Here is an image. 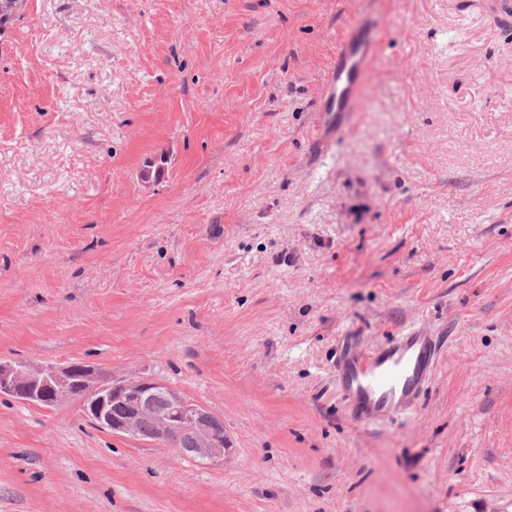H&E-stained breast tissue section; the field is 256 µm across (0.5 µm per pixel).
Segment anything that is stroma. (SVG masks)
Returning a JSON list of instances; mask_svg holds the SVG:
<instances>
[{
  "label": "stroma",
  "mask_w": 512,
  "mask_h": 512,
  "mask_svg": "<svg viewBox=\"0 0 512 512\" xmlns=\"http://www.w3.org/2000/svg\"><path fill=\"white\" fill-rule=\"evenodd\" d=\"M381 48L322 112L336 47ZM444 337L364 424L342 344ZM0 358L166 382L223 461L0 395V512H512V19L484 0H23Z\"/></svg>",
  "instance_id": "obj_1"
}]
</instances>
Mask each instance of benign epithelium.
Listing matches in <instances>:
<instances>
[{
    "label": "benign epithelium",
    "instance_id": "1",
    "mask_svg": "<svg viewBox=\"0 0 512 512\" xmlns=\"http://www.w3.org/2000/svg\"><path fill=\"white\" fill-rule=\"evenodd\" d=\"M76 382L83 386L84 400L89 402L88 416L102 429L136 437L139 420L150 415L160 429H177L184 435L188 447L179 453L220 461L228 455L227 439L218 431L215 416L162 381L131 378L106 383L90 365L33 366L21 359L0 360V389L22 402L59 407L72 400ZM116 400L127 406L121 417L112 416L109 409Z\"/></svg>",
    "mask_w": 512,
    "mask_h": 512
}]
</instances>
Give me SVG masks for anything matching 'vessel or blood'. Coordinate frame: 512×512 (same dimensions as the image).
<instances>
[{"instance_id":"1","label":"vessel or blood","mask_w":512,"mask_h":512,"mask_svg":"<svg viewBox=\"0 0 512 512\" xmlns=\"http://www.w3.org/2000/svg\"><path fill=\"white\" fill-rule=\"evenodd\" d=\"M373 31L352 24L336 48V62L326 84L324 111H356L364 77L378 53ZM437 344L414 331L388 346L354 349L337 365V381L346 406L367 422L390 421L408 413L437 361Z\"/></svg>"}]
</instances>
